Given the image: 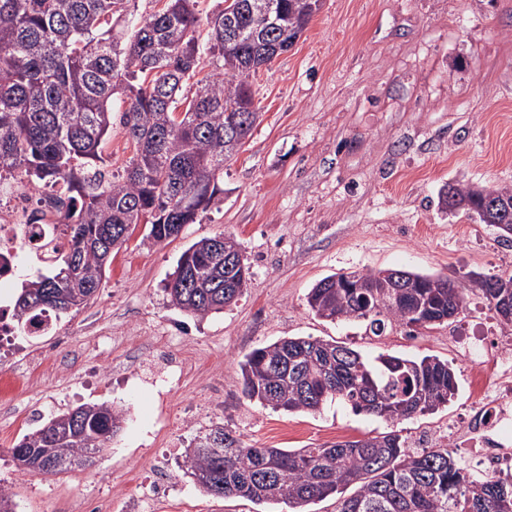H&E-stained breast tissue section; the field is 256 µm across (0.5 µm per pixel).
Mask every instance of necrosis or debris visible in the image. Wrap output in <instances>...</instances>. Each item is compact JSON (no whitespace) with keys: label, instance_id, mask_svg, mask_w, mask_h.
<instances>
[{"label":"necrosis or debris","instance_id":"obj_1","mask_svg":"<svg viewBox=\"0 0 512 512\" xmlns=\"http://www.w3.org/2000/svg\"><path fill=\"white\" fill-rule=\"evenodd\" d=\"M59 205L53 191L39 195L0 180V285L24 268L35 269L62 250L65 227L58 224ZM455 350L473 357L469 389L475 404L448 427L455 447L466 449L489 475L512 472V338L494 346L472 345L466 336L450 337Z\"/></svg>","mask_w":512,"mask_h":512}]
</instances>
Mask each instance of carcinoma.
<instances>
[{
	"mask_svg": "<svg viewBox=\"0 0 512 512\" xmlns=\"http://www.w3.org/2000/svg\"><path fill=\"white\" fill-rule=\"evenodd\" d=\"M277 23L260 25L253 0H233L236 24L287 52L322 0H277ZM197 0H166L126 32L110 26L123 0H0V173L46 181L64 209L67 248L52 271L22 284L17 325L41 324L94 296L123 232L148 226L159 244L195 223L224 193L218 175L250 136L259 113L250 78L276 55L259 54L246 36L224 43V12L209 22L208 50L223 70L202 79ZM196 79L192 97L183 85ZM123 94L121 123L135 154L126 175L109 180L97 168L112 129V97ZM439 208L481 224L512 225V188L446 185ZM243 263L231 236L202 238L179 257L166 285L170 303L194 317L218 313L249 288L228 261ZM385 269L342 270L318 280L307 304L318 318L359 321L380 335L419 323L432 330L461 312L474 286L499 310L512 299V274H493L448 291V277L397 269L407 288H386ZM246 397L286 412L339 401L395 425L448 404L458 388L453 368L436 356L371 359L336 341L282 338L240 363ZM123 413L81 405L27 434L9 449L24 473L55 476L108 447ZM181 468L214 498L283 503L292 512L338 496L336 512H512V481L474 474L446 446L412 450L397 430L316 448H248L216 427L185 449ZM356 490L343 496L348 486Z\"/></svg>",
	"mask_w": 512,
	"mask_h": 512,
	"instance_id": "obj_1",
	"label": "carcinoma"
}]
</instances>
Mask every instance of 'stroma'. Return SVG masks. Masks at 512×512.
<instances>
[{
  "label": "stroma",
  "instance_id": "1",
  "mask_svg": "<svg viewBox=\"0 0 512 512\" xmlns=\"http://www.w3.org/2000/svg\"><path fill=\"white\" fill-rule=\"evenodd\" d=\"M262 114L225 163L222 193L196 222L160 245L137 226L87 306L51 330L22 334L0 372L24 377L0 399V486L21 512H78L100 499L127 503L159 456L176 494L153 512H265L264 505L201 491L180 467L194 436L222 425L256 448H303L387 431L342 403L288 413L250 402L239 363L285 337L336 341L373 356L434 355L456 371L448 406L399 425L427 447L448 444V423L470 409L469 358L447 328L380 336L315 317L307 293L340 270L407 268L464 279L512 271V244L489 226L438 207L449 182L512 187V0H323L295 45L251 79ZM113 98L103 146L106 178L134 154ZM233 236L253 273L223 312L192 317L165 285L193 242ZM456 328L494 343L504 326L471 290ZM169 354L156 358V347ZM106 402L125 420L92 463L44 478L17 470L8 450L54 414Z\"/></svg>",
  "mask_w": 512,
  "mask_h": 512
}]
</instances>
